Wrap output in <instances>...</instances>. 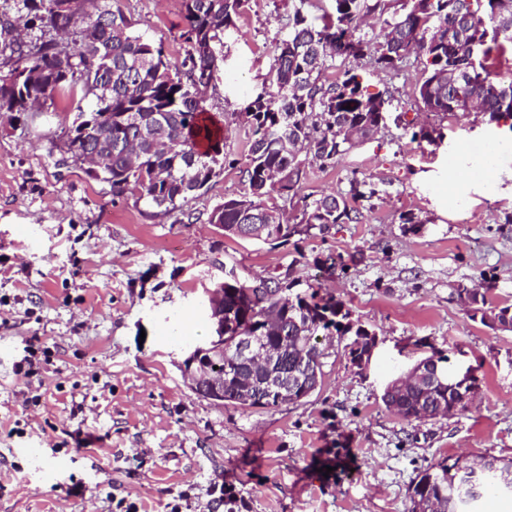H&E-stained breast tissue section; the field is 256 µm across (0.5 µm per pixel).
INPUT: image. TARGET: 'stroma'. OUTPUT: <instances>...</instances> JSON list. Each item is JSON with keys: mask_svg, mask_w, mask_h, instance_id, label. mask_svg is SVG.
Returning <instances> with one entry per match:
<instances>
[{"mask_svg": "<svg viewBox=\"0 0 512 512\" xmlns=\"http://www.w3.org/2000/svg\"><path fill=\"white\" fill-rule=\"evenodd\" d=\"M118 5L170 60L182 57V0ZM287 10L249 0L210 112L240 111L260 91ZM357 73L402 122L333 167L311 164L303 191L345 192L358 177L376 191L371 206L361 222L276 244L225 237L206 219L245 189L246 124L225 130L231 162L193 201L200 219L181 224L56 165L49 139L79 99L34 123L0 114V512H112L116 497L167 512L184 490L187 512H206L216 481L236 512H409V486L431 464L512 457V331L471 319L463 295L512 305V126L432 116L399 79ZM405 122L439 127L441 144L411 142ZM492 139L503 143L496 164L474 177ZM230 272L334 295L378 338L368 369L351 364L350 336L322 329L323 382L301 402L241 409L198 397L180 366L209 341L205 290ZM33 336L51 361L28 379L15 364ZM435 350L451 371H471L475 396L452 417L402 421L383 388Z\"/></svg>", "mask_w": 512, "mask_h": 512, "instance_id": "stroma-1", "label": "stroma"}]
</instances>
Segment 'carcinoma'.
Returning <instances> with one entry per match:
<instances>
[{
	"mask_svg": "<svg viewBox=\"0 0 512 512\" xmlns=\"http://www.w3.org/2000/svg\"><path fill=\"white\" fill-rule=\"evenodd\" d=\"M184 57L168 60L163 41L136 30V21L112 0H0V56L10 64L0 72V112L36 117L41 109L76 96L92 106L76 114L59 148V162L82 164L91 153L110 164L93 175L112 196L127 194L153 215L192 219L191 201L204 195L221 174L224 120L207 109L227 60V40L239 35L237 19L248 0H183ZM292 8L280 31L268 84L244 107L251 135L245 168L247 190L224 200L208 214L228 236L261 213L276 212L279 197L298 206L292 220L270 227L266 240L286 241L336 224L358 223L361 202L375 190L355 177L347 193L301 194L310 161L329 168L357 142L385 128L391 100L364 92L351 64L399 76L422 65L413 98L435 116L482 112L490 120H512V69L492 70V53L512 49V0H289ZM413 142L435 144L436 129L404 126ZM224 315L235 328L256 330L279 344L284 382L301 373L304 359L322 357L317 332L331 326L354 332L349 312L334 297H290L273 279L223 285ZM470 318L512 327V306H491L485 296L465 292ZM436 380L385 391L382 402L408 422L420 411L448 406V357L434 351L422 358ZM214 374L224 376V406L276 408L278 394L257 388L265 375L234 362V354L214 358ZM254 401L245 403L243 391ZM495 472L444 458L418 473L409 488L410 512H473L488 494H500L512 459L488 458Z\"/></svg>",
	"mask_w": 512,
	"mask_h": 512,
	"instance_id": "cac0c4a2",
	"label": "carcinoma"
}]
</instances>
